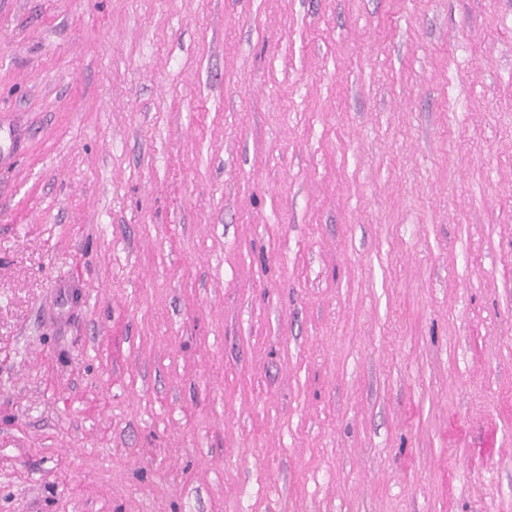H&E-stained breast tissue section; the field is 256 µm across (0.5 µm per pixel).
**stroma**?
<instances>
[{
    "label": "stroma",
    "mask_w": 512,
    "mask_h": 512,
    "mask_svg": "<svg viewBox=\"0 0 512 512\" xmlns=\"http://www.w3.org/2000/svg\"><path fill=\"white\" fill-rule=\"evenodd\" d=\"M0 512H512V0H0Z\"/></svg>",
    "instance_id": "1"
}]
</instances>
